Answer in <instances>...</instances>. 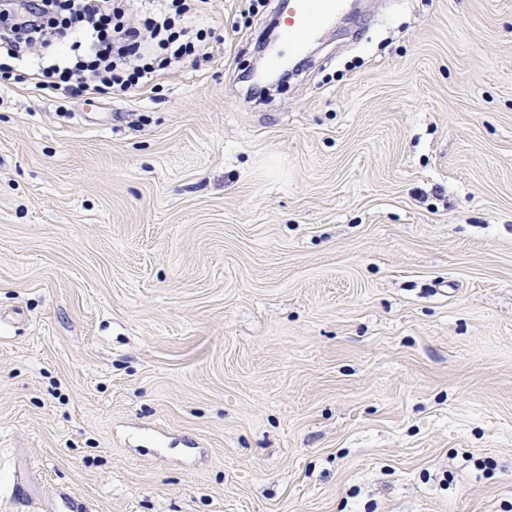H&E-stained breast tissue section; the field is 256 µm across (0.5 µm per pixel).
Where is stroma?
Listing matches in <instances>:
<instances>
[{
	"instance_id": "stroma-1",
	"label": "stroma",
	"mask_w": 512,
	"mask_h": 512,
	"mask_svg": "<svg viewBox=\"0 0 512 512\" xmlns=\"http://www.w3.org/2000/svg\"><path fill=\"white\" fill-rule=\"evenodd\" d=\"M277 0L157 89L0 88V512H512V0ZM348 0H282L281 10L287 13L283 42L299 51L306 41L324 25L338 21L347 8Z\"/></svg>"
}]
</instances>
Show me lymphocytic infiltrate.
Masks as SVG:
<instances>
[{"label": "lymphocytic infiltrate", "mask_w": 512, "mask_h": 512, "mask_svg": "<svg viewBox=\"0 0 512 512\" xmlns=\"http://www.w3.org/2000/svg\"><path fill=\"white\" fill-rule=\"evenodd\" d=\"M205 0H5L0 54L58 102L154 87L209 30ZM143 15L141 27L124 24Z\"/></svg>", "instance_id": "1"}]
</instances>
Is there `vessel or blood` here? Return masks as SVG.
Masks as SVG:
<instances>
[{
    "label": "vessel or blood",
    "instance_id": "b4317fda",
    "mask_svg": "<svg viewBox=\"0 0 512 512\" xmlns=\"http://www.w3.org/2000/svg\"><path fill=\"white\" fill-rule=\"evenodd\" d=\"M348 0H281L287 24L283 42L292 50L301 49L324 25L339 20Z\"/></svg>",
    "mask_w": 512,
    "mask_h": 512
}]
</instances>
